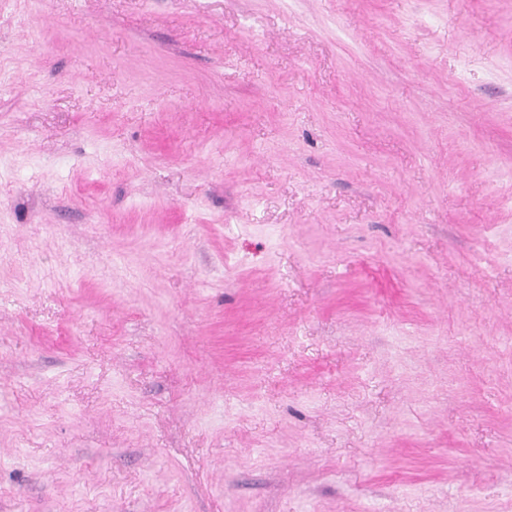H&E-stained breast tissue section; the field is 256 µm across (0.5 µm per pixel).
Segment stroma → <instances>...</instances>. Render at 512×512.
<instances>
[{
	"mask_svg": "<svg viewBox=\"0 0 512 512\" xmlns=\"http://www.w3.org/2000/svg\"><path fill=\"white\" fill-rule=\"evenodd\" d=\"M0 512H512V0H0Z\"/></svg>",
	"mask_w": 512,
	"mask_h": 512,
	"instance_id": "35a3bbf8",
	"label": "stroma"
}]
</instances>
